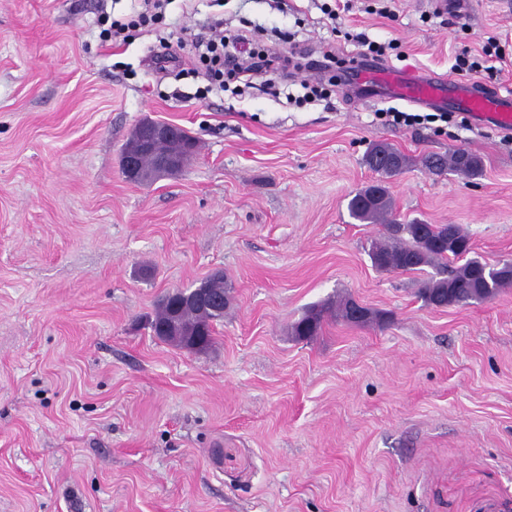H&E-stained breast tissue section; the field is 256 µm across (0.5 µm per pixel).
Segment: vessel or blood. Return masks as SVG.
<instances>
[{
	"mask_svg": "<svg viewBox=\"0 0 512 512\" xmlns=\"http://www.w3.org/2000/svg\"><path fill=\"white\" fill-rule=\"evenodd\" d=\"M354 76L364 89L365 98H395L432 106L448 99L472 120L500 130L512 129V92H488L451 79L435 76L399 74L374 69L356 70Z\"/></svg>",
	"mask_w": 512,
	"mask_h": 512,
	"instance_id": "1",
	"label": "vessel or blood"
}]
</instances>
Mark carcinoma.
Masks as SVG:
<instances>
[{
	"label": "carcinoma",
	"instance_id": "cac0c4a2",
	"mask_svg": "<svg viewBox=\"0 0 512 512\" xmlns=\"http://www.w3.org/2000/svg\"><path fill=\"white\" fill-rule=\"evenodd\" d=\"M157 153L193 155L196 142L182 130L179 136L161 144ZM365 162L381 179L359 189L350 199L348 208L354 219L373 223L392 211V199L384 179L400 173L407 159L391 146L378 143L367 151ZM428 166L439 173L452 171L473 177L481 172L482 161L473 153L454 150L446 158H429ZM386 231V236L372 243L369 249L372 266L379 271L402 272H417L426 266L437 268L436 275L428 278L419 290V297L428 306L447 308L489 301L512 285L511 263L497 268L469 258L459 266H448L450 259L472 252L469 237L455 224H429L414 219L407 224L391 222L386 225ZM200 287L220 295V305L212 310L186 307L175 316L171 304L164 301L150 323L155 336L179 348L188 347L194 338L201 342L202 350L211 346L214 325L224 320V311L231 302L230 287L222 278L206 279ZM351 303L352 299L345 297L310 308L291 325V334L301 339L313 338L319 334L325 316L332 313L347 322L352 321Z\"/></svg>",
	"mask_w": 512,
	"mask_h": 512
}]
</instances>
